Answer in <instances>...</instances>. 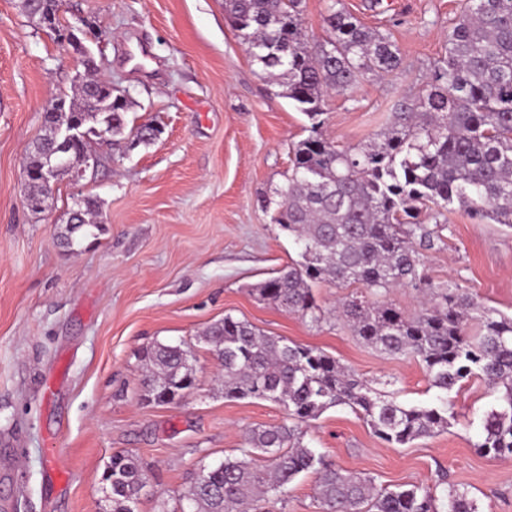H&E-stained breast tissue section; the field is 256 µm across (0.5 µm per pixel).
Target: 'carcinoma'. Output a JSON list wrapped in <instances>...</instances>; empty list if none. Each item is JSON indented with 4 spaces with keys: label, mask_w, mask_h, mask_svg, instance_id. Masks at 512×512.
Segmentation results:
<instances>
[{
    "label": "carcinoma",
    "mask_w": 512,
    "mask_h": 512,
    "mask_svg": "<svg viewBox=\"0 0 512 512\" xmlns=\"http://www.w3.org/2000/svg\"><path fill=\"white\" fill-rule=\"evenodd\" d=\"M22 6L42 24L58 19L57 0H22ZM224 13L252 61L310 120L309 135L293 148L286 183L276 190L281 203L273 217L295 236L300 260L255 285L254 294L319 323L325 311L312 289L320 283H358L375 295L396 286L423 292L426 302L413 316L353 295L339 301L336 313L366 345L387 357L418 361L436 401L408 407L386 399L327 352L268 336L226 315L206 333L224 373V397L276 402L287 420L250 431L241 457L200 467L179 497L188 505L174 512H264L268 495H282L309 472L316 475L322 512H477L451 484L438 494L415 484L378 490L370 477L327 463L304 438L326 410L341 405L395 447L432 437L456 420L451 393L476 377L498 393L477 450L512 458V315L483 305L465 289L434 285L417 250L434 246L426 221L438 224L455 209L512 230V0H466L426 88L394 104L378 138L348 149L323 137L325 97L400 68L392 36L365 26L342 0H329L326 37L312 42L304 33L301 0H224ZM82 66L86 77L44 112L45 134L26 156L25 199L35 213L45 211L49 199L36 173L57 164L83 167L96 136L90 127L87 137L60 151L57 127L104 123L114 136L125 128L128 101L100 85L93 61ZM92 91L100 112L87 111ZM96 216L94 203L82 199L77 223L67 225L61 244L74 246L76 233L98 226ZM472 321L479 325L475 335L468 333ZM141 360L146 400L164 404L165 394L175 399L196 388L190 350L155 342ZM103 475L109 512H136L147 487L141 460L115 453Z\"/></svg>",
    "instance_id": "obj_1"
}]
</instances>
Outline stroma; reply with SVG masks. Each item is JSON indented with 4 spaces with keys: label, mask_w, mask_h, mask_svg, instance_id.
I'll return each instance as SVG.
<instances>
[{
    "label": "stroma",
    "mask_w": 512,
    "mask_h": 512,
    "mask_svg": "<svg viewBox=\"0 0 512 512\" xmlns=\"http://www.w3.org/2000/svg\"><path fill=\"white\" fill-rule=\"evenodd\" d=\"M343 3L388 31L403 58L383 79L326 97L322 133L348 148L372 140L394 102L425 88L464 0ZM60 20L83 30L102 77L131 105L122 135L93 141L98 167L79 183L60 181L47 210L30 212L26 151L81 66L21 0H0V502L8 512H103L102 473L123 450L152 472L138 512H157L161 498L173 510L201 466L239 455L250 429L282 423L277 403L224 396L204 334L228 314L323 349L401 404L433 402L417 362L384 356L335 317L314 324L253 294L299 258L265 201L284 184L308 120L263 77L224 0H63ZM132 36L152 45L146 72L126 59ZM147 122L158 137L133 145ZM77 196L96 202L102 223L69 250L59 232ZM440 223V242L422 253L428 278L511 315L512 232L463 210ZM155 342L194 356L197 387L179 403L140 399V354ZM495 398L481 380L464 383L452 396L454 425L404 447L383 443L345 406L323 413L305 440L377 487L434 491L444 477L479 512H512V460L476 450ZM53 462L67 476L60 491L46 481Z\"/></svg>",
    "instance_id": "1"
}]
</instances>
